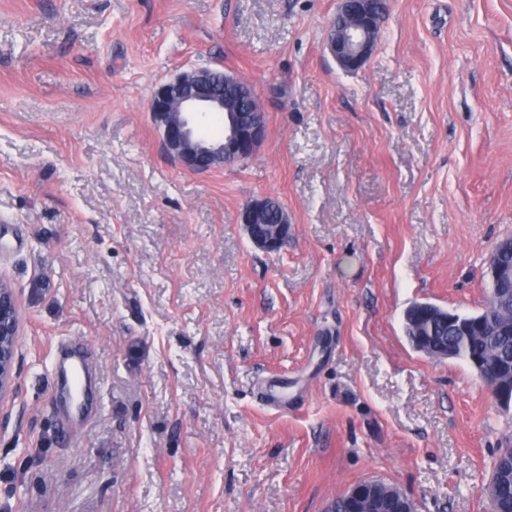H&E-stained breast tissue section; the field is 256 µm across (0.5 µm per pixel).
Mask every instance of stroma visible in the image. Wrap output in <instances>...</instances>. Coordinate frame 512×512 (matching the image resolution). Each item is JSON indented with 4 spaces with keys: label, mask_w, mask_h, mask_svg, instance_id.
Instances as JSON below:
<instances>
[{
    "label": "stroma",
    "mask_w": 512,
    "mask_h": 512,
    "mask_svg": "<svg viewBox=\"0 0 512 512\" xmlns=\"http://www.w3.org/2000/svg\"><path fill=\"white\" fill-rule=\"evenodd\" d=\"M388 3L347 72L324 49L337 0H0V279L24 355L0 512H326L369 478L418 512H490L512 408L414 350L403 314L481 310L512 235V0ZM194 67L255 91L247 162L164 152L148 99ZM262 197L292 225L272 254L241 221ZM61 342L100 370L80 422ZM508 244L512 247V238L503 239L490 251L487 258V270L490 280V295L495 296L503 284L512 282V265H507L501 258V249Z\"/></svg>",
    "instance_id": "stroma-1"
}]
</instances>
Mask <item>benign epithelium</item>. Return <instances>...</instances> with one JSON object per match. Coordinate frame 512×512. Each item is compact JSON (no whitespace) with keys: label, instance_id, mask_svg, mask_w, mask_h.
Listing matches in <instances>:
<instances>
[{"label":"benign epithelium","instance_id":"benign-epithelium-1","mask_svg":"<svg viewBox=\"0 0 512 512\" xmlns=\"http://www.w3.org/2000/svg\"><path fill=\"white\" fill-rule=\"evenodd\" d=\"M336 16L345 21L342 34L326 40V48L345 71H355L372 55L376 46L375 33L381 17L372 10L370 0H339ZM244 83L236 75L225 73L216 78L209 68L182 71L153 89L148 111L161 134L167 155L181 167L194 172H207L230 160L250 159L264 141L266 120L260 102L248 90V107L242 113L230 109L224 101V91L239 92ZM209 114L224 115V137L218 145L201 136L199 125ZM273 208L272 199L254 200L244 211L243 227L252 244L267 253H275L287 243L290 225L288 213H279L272 235L251 233L254 224L265 219ZM512 245V238L503 239L490 251L487 270L490 295L499 287L512 282V265L501 258V249ZM20 314L12 287L0 280V405L19 395L18 378L23 361L19 346ZM476 373L487 386L494 401L506 407L512 404V387L503 378V370L481 360L474 362ZM408 494L391 486L383 488L376 480H364L348 492L347 500L354 512H409Z\"/></svg>","mask_w":512,"mask_h":512}]
</instances>
